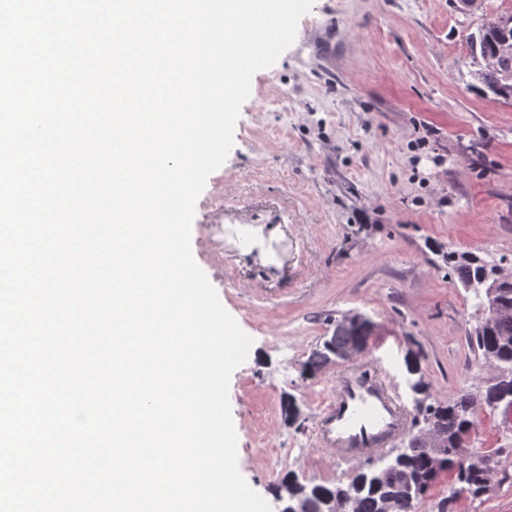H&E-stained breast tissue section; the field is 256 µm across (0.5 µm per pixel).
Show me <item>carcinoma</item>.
<instances>
[{
	"instance_id": "1",
	"label": "carcinoma",
	"mask_w": 512,
	"mask_h": 512,
	"mask_svg": "<svg viewBox=\"0 0 512 512\" xmlns=\"http://www.w3.org/2000/svg\"><path fill=\"white\" fill-rule=\"evenodd\" d=\"M473 63L478 66L474 75L483 88L498 98L512 101V59L507 68L487 70L481 60L497 55L502 36L498 30L484 25L467 38ZM497 264L478 257L454 265V271L463 287L473 293L476 306H485L486 284L494 276ZM367 333L357 327L336 329L325 337L321 348L309 357L304 372L312 374L320 367L334 361V352L361 346ZM473 354L472 364L480 369V363L488 354L496 355L501 363L512 370V318L498 319L490 329L477 326L468 336ZM336 351H331L329 346ZM417 404V416L400 448L392 452L401 474L378 471L358 472L346 483L327 486L314 484L311 489L314 508L310 512H383L386 501L393 503V512H415L416 504L430 491L439 473H448V503L461 498L477 499L501 477L502 469L487 473L478 468L475 458L482 452L470 446L476 435L478 410L487 408L501 411L504 416L512 414V380L504 383L484 381L476 392L466 387L456 396L441 403L429 400L426 391ZM437 426L448 439L450 447L459 449L458 454L448 457L441 472H436L433 449L421 442V432Z\"/></svg>"
}]
</instances>
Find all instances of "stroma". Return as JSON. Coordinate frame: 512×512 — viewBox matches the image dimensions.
I'll list each match as a JSON object with an SVG mask.
<instances>
[{"instance_id": "stroma-1", "label": "stroma", "mask_w": 512, "mask_h": 512, "mask_svg": "<svg viewBox=\"0 0 512 512\" xmlns=\"http://www.w3.org/2000/svg\"><path fill=\"white\" fill-rule=\"evenodd\" d=\"M512 0H314L257 71L234 144L195 203L191 249L253 343L231 374L238 467L275 504L281 482H349L319 418L349 370L445 402L473 384L475 302L448 257L512 263V102L474 80L466 36ZM370 338L353 360L302 370L342 315ZM294 416H286L285 407ZM476 447L512 423L480 410Z\"/></svg>"}]
</instances>
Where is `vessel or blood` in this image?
Instances as JSON below:
<instances>
[{"mask_svg":"<svg viewBox=\"0 0 512 512\" xmlns=\"http://www.w3.org/2000/svg\"><path fill=\"white\" fill-rule=\"evenodd\" d=\"M404 426V413L395 389L382 379L346 377L322 419L324 442L352 457L362 448L387 444Z\"/></svg>","mask_w":512,"mask_h":512,"instance_id":"1","label":"vessel or blood"}]
</instances>
